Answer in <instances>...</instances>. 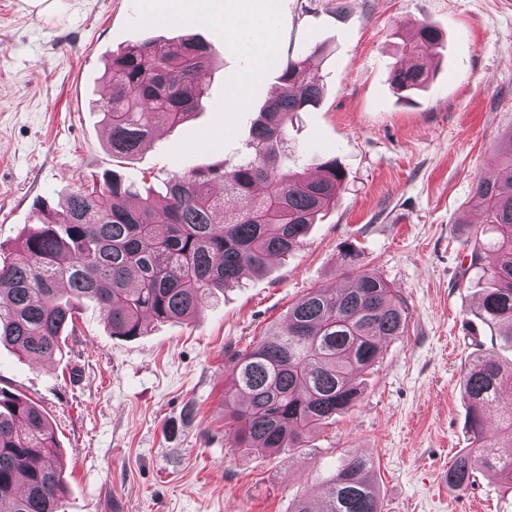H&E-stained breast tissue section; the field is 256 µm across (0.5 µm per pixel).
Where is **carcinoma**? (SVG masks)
I'll return each instance as SVG.
<instances>
[{
    "instance_id": "carcinoma-1",
    "label": "carcinoma",
    "mask_w": 512,
    "mask_h": 512,
    "mask_svg": "<svg viewBox=\"0 0 512 512\" xmlns=\"http://www.w3.org/2000/svg\"><path fill=\"white\" fill-rule=\"evenodd\" d=\"M441 46L435 26L417 24L404 49L424 62L393 66L394 87L421 86L426 62L439 57ZM210 59L209 46L193 38L177 45L150 39L112 54L106 91L97 101L112 156L135 154L157 127L177 125L199 110L197 78ZM322 60L320 46L287 59L280 91L260 110L249 152L234 167L169 180L158 202L114 171L92 189L70 193L60 211L39 202L38 223L0 264V344L25 358L60 356L85 302L101 308L112 335L133 339L152 321L191 319L214 288L234 286L245 271H261L299 247L345 179L334 158L321 163L315 177L281 164L289 115L323 98ZM215 181L224 194L211 191ZM474 194L493 236L470 248L462 274L488 281L479 313L500 346L512 349V135L479 176ZM488 251L495 253L490 266ZM339 266L354 278L347 293L310 291L289 307L283 325L236 354L224 390V417L236 447H300L312 429L356 405L362 396L357 377L374 366L382 341L404 333L405 303L362 267L353 244L342 246ZM461 386L477 450L454 458L448 488L464 491L489 471L512 490V359L475 349ZM59 454L43 411L0 390V512H59L67 491ZM372 472L369 457L343 461L326 483L323 512H383Z\"/></svg>"
}]
</instances>
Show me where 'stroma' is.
Segmentation results:
<instances>
[{
	"instance_id": "1",
	"label": "stroma",
	"mask_w": 512,
	"mask_h": 512,
	"mask_svg": "<svg viewBox=\"0 0 512 512\" xmlns=\"http://www.w3.org/2000/svg\"><path fill=\"white\" fill-rule=\"evenodd\" d=\"M245 1L273 17L278 62L264 65L238 110L225 88L253 68L254 41L228 40L208 18L211 0L187 26L156 24L146 0H67L63 14L40 18L23 0H0V258L35 224L36 199L57 206L104 171L159 198L171 178L236 165L279 90L280 62L316 45L325 96L289 121L288 148L303 154L307 173L334 158L346 175L300 248L246 272L191 320L155 322L128 340L88 303L62 358L0 347V388L37 403L64 450L60 512H293L354 455L373 458L384 512H473L479 503L512 512V491L496 476L479 475L462 492L438 483L473 448L460 379L474 345L496 349L461 270L488 236L475 182L512 134V0ZM423 21L443 32V49L425 88L406 100L391 70L411 63L402 45ZM186 37L214 53L198 78L202 110L157 129L136 155L113 158L94 110L107 61L148 39ZM347 242L396 287L406 332L362 375L360 404L303 447H234L224 425L233 357L311 289L349 286L338 266Z\"/></svg>"
}]
</instances>
